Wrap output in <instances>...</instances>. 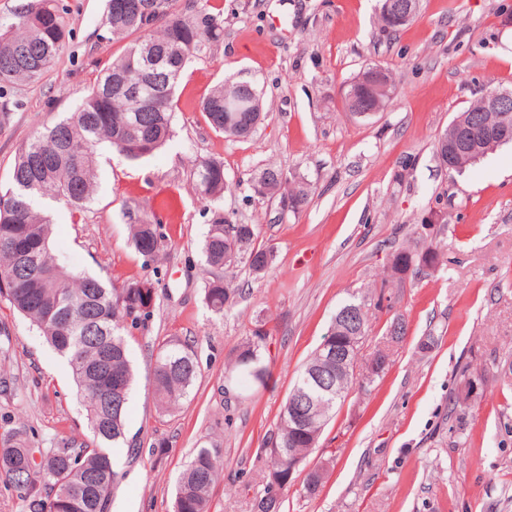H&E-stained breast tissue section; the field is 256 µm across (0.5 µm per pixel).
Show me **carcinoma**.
I'll use <instances>...</instances> for the list:
<instances>
[{
	"instance_id": "carcinoma-1",
	"label": "carcinoma",
	"mask_w": 512,
	"mask_h": 512,
	"mask_svg": "<svg viewBox=\"0 0 512 512\" xmlns=\"http://www.w3.org/2000/svg\"><path fill=\"white\" fill-rule=\"evenodd\" d=\"M145 0H106L105 26L114 42H123L122 52L103 69L96 86L79 107L57 123L37 132L19 152L12 171L11 187L0 196V294L31 321L46 341L69 364L77 395L86 410L92 433L90 442L70 438L44 454L12 429L0 436V476L23 493L26 512H107L111 493L120 474L111 448L125 439L126 406L134 382L127 337L152 314L155 288L147 280L120 285L106 284L65 264L53 246V224L46 213L34 210L40 198L64 200L75 210L90 200L98 146L104 142L137 161L161 148L171 136L175 112V88L188 64L210 52L224 39L222 0H160L157 16L143 10ZM69 34L67 21L56 0H39L37 6L22 5L9 22L0 23V84L28 85L38 81L50 67ZM162 59L154 81L162 90L158 109L131 111L128 98L112 91L118 72L135 75L142 69L146 47ZM362 82L356 77L344 93V108L367 118L372 104L359 95ZM201 112L211 129L227 138L250 136L249 123L263 120L260 93L250 82L224 79L201 102ZM192 180L200 199L211 205L229 188L224 162L198 160ZM258 194L287 196L291 209L304 205L311 194L307 181L288 178L274 167L264 169ZM203 243L205 264L213 269L245 263L256 274L266 271L273 251L255 245L259 228L247 236L228 237L230 220L218 209ZM136 251L152 260L158 252L156 225L138 220L130 225ZM236 289L218 278L205 285L204 300L215 314L234 304ZM265 337L253 334L235 362L234 374L253 373L260 361ZM320 366L337 377L336 385L350 389L354 372L336 374V366L316 348L296 376L287 399L303 397L316 404L318 425L306 428L308 437L319 434L346 395H328L309 378V369ZM198 365L194 347L178 339L158 345L153 389L165 411L187 398L195 385ZM288 404H283L276 431L266 449V483L258 501L261 512H281L282 491L288 479V447L310 451L308 441L294 438L288 429ZM39 457H34V453ZM222 467L218 448L202 447L181 473L175 488L174 512H210L211 490ZM327 470L308 471L303 492L317 495Z\"/></svg>"
}]
</instances>
